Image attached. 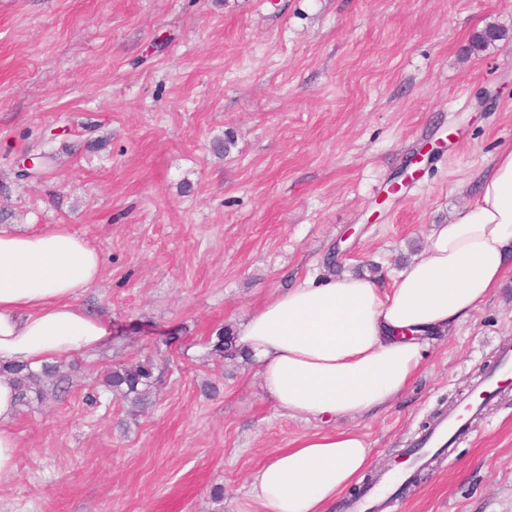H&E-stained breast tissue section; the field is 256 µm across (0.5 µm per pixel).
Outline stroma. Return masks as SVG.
Here are the masks:
<instances>
[{
  "label": "stroma",
  "mask_w": 512,
  "mask_h": 512,
  "mask_svg": "<svg viewBox=\"0 0 512 512\" xmlns=\"http://www.w3.org/2000/svg\"><path fill=\"white\" fill-rule=\"evenodd\" d=\"M508 147L512 0H0V230L64 224L95 246L80 303L114 331L67 361L55 397L19 407L0 512H259L253 471L322 426L280 415L253 360L210 336L308 278L388 285ZM43 149L52 167L17 180ZM506 342L512 273L405 394L348 420L373 471ZM146 359L160 382L134 416L103 377ZM454 456L418 467L401 512H512V387Z\"/></svg>",
  "instance_id": "35a3bbf8"
}]
</instances>
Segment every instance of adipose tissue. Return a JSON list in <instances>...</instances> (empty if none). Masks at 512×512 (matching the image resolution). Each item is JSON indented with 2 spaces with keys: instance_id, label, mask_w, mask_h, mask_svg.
I'll list each match as a JSON object with an SVG mask.
<instances>
[{
  "instance_id": "1",
  "label": "adipose tissue",
  "mask_w": 512,
  "mask_h": 512,
  "mask_svg": "<svg viewBox=\"0 0 512 512\" xmlns=\"http://www.w3.org/2000/svg\"><path fill=\"white\" fill-rule=\"evenodd\" d=\"M101 257L62 224L28 234L0 232V365H42L95 352L109 323L79 303L101 276ZM512 272V148L482 173L470 205L434 225L419 257L383 289L345 273L304 280L275 294L241 322L238 349L258 365L264 392L281 414L333 422L297 438L256 469L250 493L262 512H331L373 465L357 431L363 417L403 395L430 341L464 322ZM15 390L0 376V480L17 469L10 428Z\"/></svg>"
}]
</instances>
